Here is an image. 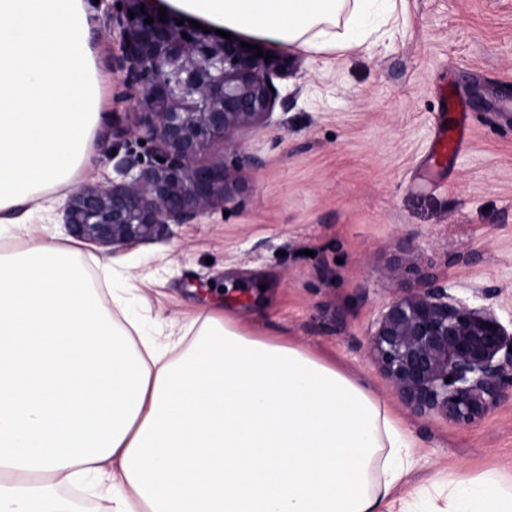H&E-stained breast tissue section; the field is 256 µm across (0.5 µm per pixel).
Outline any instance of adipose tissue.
Returning <instances> with one entry per match:
<instances>
[{"label":"adipose tissue","mask_w":512,"mask_h":512,"mask_svg":"<svg viewBox=\"0 0 512 512\" xmlns=\"http://www.w3.org/2000/svg\"><path fill=\"white\" fill-rule=\"evenodd\" d=\"M234 33L359 48L397 0H162ZM89 0H0V512H441L394 502L418 438L358 376L229 315L131 312L150 274L89 272L51 220L91 162L101 75ZM442 512H512V479L450 485Z\"/></svg>","instance_id":"1"}]
</instances>
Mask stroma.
Instances as JSON below:
<instances>
[{"instance_id": "obj_1", "label": "stroma", "mask_w": 512, "mask_h": 512, "mask_svg": "<svg viewBox=\"0 0 512 512\" xmlns=\"http://www.w3.org/2000/svg\"><path fill=\"white\" fill-rule=\"evenodd\" d=\"M92 44L106 76L96 167L81 183L118 179L129 123L112 25L95 4ZM287 75L267 122L225 150L238 193L160 238L95 255L154 271L151 308L233 311L255 336L336 360L398 408L423 440L401 486L445 498L464 476H512V398L469 425L414 418L366 354L384 305L420 272L449 295L512 318V0H406L385 31L350 51L282 47ZM468 102L471 140L444 167L429 156L440 92ZM401 264L394 277L389 269ZM273 288L269 305L259 284Z\"/></svg>"}]
</instances>
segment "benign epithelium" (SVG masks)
<instances>
[{"label":"benign epithelium","mask_w":512,"mask_h":512,"mask_svg":"<svg viewBox=\"0 0 512 512\" xmlns=\"http://www.w3.org/2000/svg\"><path fill=\"white\" fill-rule=\"evenodd\" d=\"M159 2L113 0L112 63L134 108L116 135L141 150H127L117 164L121 181L82 185L66 198L68 232L90 245L117 250L161 237L235 193L238 168L198 157L268 120L277 96L268 84L288 72L286 56L266 61L238 41L178 24L174 13L160 18ZM149 16L153 23H144ZM510 324L422 273L417 286L385 304L367 353L412 414L467 425L512 395Z\"/></svg>","instance_id":"7a95c632"}]
</instances>
